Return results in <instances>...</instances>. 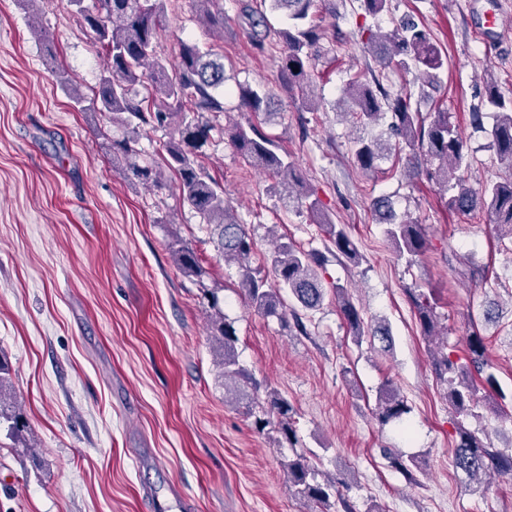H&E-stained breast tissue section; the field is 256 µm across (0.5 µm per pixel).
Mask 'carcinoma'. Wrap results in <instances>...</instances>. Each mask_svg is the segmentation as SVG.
I'll list each match as a JSON object with an SVG mask.
<instances>
[{"mask_svg": "<svg viewBox=\"0 0 512 512\" xmlns=\"http://www.w3.org/2000/svg\"><path fill=\"white\" fill-rule=\"evenodd\" d=\"M359 9L371 17L389 10L391 0H357ZM200 20L209 27H224V7L221 0H193ZM82 22L97 36L105 65L94 93L100 110L112 114V122L152 129H174L166 144V156L158 163L144 157L136 148V140L126 136L112 139V157L125 164L128 177L146 185H163L164 170L178 181V189L186 202L216 235L215 247L221 259L238 266L241 282L249 305L256 311L275 316L288 324L285 296L292 297L302 309L315 311L325 298L324 282L318 268L325 257L317 250H304L291 242L281 241L266 258L272 276L251 267L255 241L244 225L232 217V205L224 196V187L210 175L204 159V147L212 133L227 138L236 152L251 166L278 178L280 196L285 208H304L317 224L322 225L328 241L336 252L350 262H359L357 247L344 224H336L320 211V201L314 191L303 186L295 163L273 139L258 126L249 123L224 126L219 117L224 114L223 56L203 52L196 45L182 43L178 58L170 62L157 50L158 32L165 19L166 0H67ZM267 11L253 10L248 15V38L258 52L265 48L271 29L266 12L282 13L287 25L279 32L282 39L280 78L283 90L296 98L307 110L316 107L307 88L316 61L321 57V41L325 38L324 18L318 13L317 0H263ZM363 44L374 55L381 68L410 74L429 85L437 83V71L445 65L440 49L434 44L430 30L411 18L393 22L388 30L364 27ZM384 75L372 69L356 75L342 88L341 96L350 103V115L363 127L386 123L385 131L371 137L351 140L350 153L354 165L364 174L374 173L380 163L396 151L402 142L410 149L404 171L415 174L425 171L448 196V210L462 215L484 211L494 224L499 239L512 243V173L505 178L473 189L465 173L471 169L474 156L459 128L446 112H432L424 119L411 95L393 92L383 84ZM239 107L256 116L270 118L271 98L248 86L239 87ZM491 112L495 121L488 132L489 147L497 158L512 166V98L505 97L497 81L487 83L481 105L470 112L471 124L484 128V112ZM371 207L383 224L384 235L396 256L412 264L420 261L428 248L422 225L398 215L387 196L375 198ZM179 271L200 287L207 300V325L213 352L219 356L224 378V394L234 396L247 416L253 418L254 429L262 434L276 433L275 442L283 448L296 447L293 428V408L274 389L266 390L264 400L252 395L257 383L248 369L240 365L236 344L238 337L232 323L224 315L219 297L220 288L204 283L206 270L200 264L191 245L182 240L170 246ZM340 314L346 321L355 343L370 336L382 343V349H392V332L388 323L366 326L352 301L348 288L333 285ZM423 336L433 341L437 335L438 317L435 307L424 294L414 298ZM437 378L446 384L448 407L458 416H473L479 403V392L491 398L502 396L498 381L486 357V345L479 331L467 338L464 356L456 359L445 352V346L429 348ZM9 371L8 363L0 358V421L8 423L14 436L28 431L21 414L5 410L11 394L2 374ZM409 412L399 391L386 382L380 392L376 416L387 424L400 420ZM455 465L470 477L494 472L512 481V452L492 449L476 435L457 427ZM281 468L298 494L312 505V512H328L331 499L342 498L343 479L328 478L311 458L294 454L281 461Z\"/></svg>", "mask_w": 512, "mask_h": 512, "instance_id": "obj_1", "label": "carcinoma"}]
</instances>
